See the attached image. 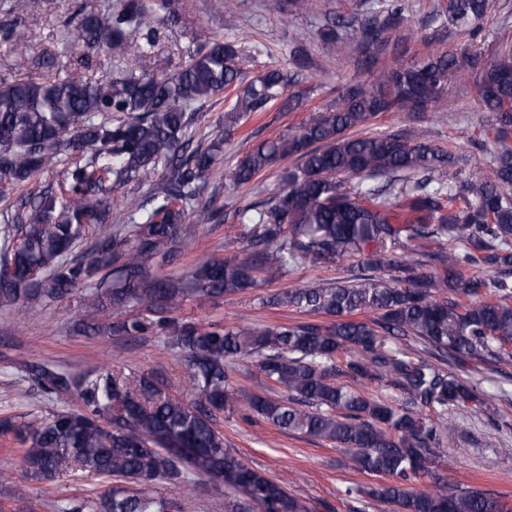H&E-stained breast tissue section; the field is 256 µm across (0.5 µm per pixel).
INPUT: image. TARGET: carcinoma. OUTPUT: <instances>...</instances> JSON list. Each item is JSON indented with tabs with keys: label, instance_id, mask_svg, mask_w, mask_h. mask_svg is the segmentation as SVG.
<instances>
[{
	"label": "carcinoma",
	"instance_id": "1",
	"mask_svg": "<svg viewBox=\"0 0 512 512\" xmlns=\"http://www.w3.org/2000/svg\"><path fill=\"white\" fill-rule=\"evenodd\" d=\"M173 2L118 0L102 14L82 5L67 26L74 45L87 52L134 55L136 34L176 18ZM366 2L357 64L370 80L350 86L336 107L296 133L247 151L233 172L238 184L278 160L293 157L296 164L282 191L239 213L224 257L198 265L185 282L152 275L149 263L174 264L197 225L224 221L223 206L199 202L219 145L191 147L189 109L237 86L236 45L217 40L172 73L131 71L104 83L78 73L0 77L1 195L83 152L63 171L60 191L32 194L12 217L17 233L0 240V305H48L84 287L89 313L143 305L147 319L128 315L104 329L81 318L73 329L102 339L162 336L186 358L194 390L183 397L149 370L126 374L104 366L77 375L50 362L22 363L42 392L77 400L38 423L0 419V431L19 445L27 478L82 472L109 482L96 497L63 503L58 512H192L189 492L207 481L241 493V512H308L283 484L226 448L217 416L239 406L247 419L256 415L352 452L360 470L383 479L368 495L395 512H503L491 491L412 483L428 474L454 430L450 412L471 405L498 412L499 396L480 397L443 364L512 359V45L486 67L480 52L466 58L478 70L477 93L497 149L487 166L447 182L443 170L455 155L428 143L424 130L352 133L384 112L421 111L415 90L423 76L437 88L431 105L447 109L448 82L463 67L447 53L390 65L387 54L398 46L388 48L386 33L403 23L402 9L392 0ZM494 7L495 0H448L444 16L460 27ZM284 90L282 72L268 70L237 93L231 111L264 112ZM300 102L289 96L282 107L291 111ZM159 171L150 198L124 223H110L112 191ZM92 228L97 237L77 253ZM345 256L358 258L365 274L268 300L312 321L203 327L175 316L188 296L231 295L275 272ZM423 266L434 273H422ZM476 266L493 276L468 273ZM364 313L373 318H355ZM245 362L255 363L281 395L237 388L233 376ZM338 377L360 386L383 382L405 403L375 399ZM164 486L188 495L173 500L160 491Z\"/></svg>",
	"mask_w": 512,
	"mask_h": 512
}]
</instances>
